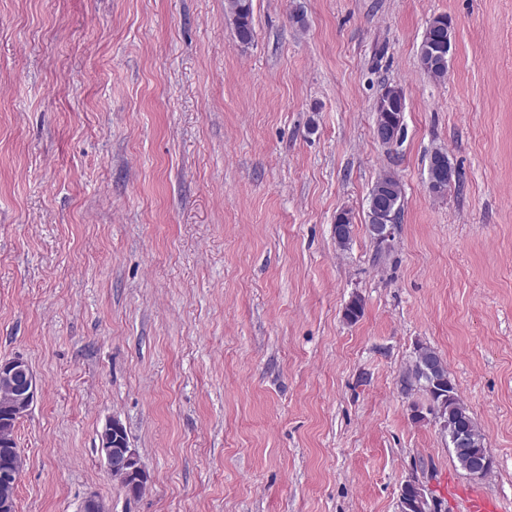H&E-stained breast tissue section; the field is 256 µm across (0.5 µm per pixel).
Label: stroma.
I'll return each instance as SVG.
<instances>
[{
  "mask_svg": "<svg viewBox=\"0 0 512 512\" xmlns=\"http://www.w3.org/2000/svg\"><path fill=\"white\" fill-rule=\"evenodd\" d=\"M224 4L0 0V358L37 379L16 512H397L412 475L444 512L475 486L512 506V0H253L246 45ZM438 15L442 82L419 64ZM385 172L404 201L380 252ZM419 341L485 435L483 480L412 417ZM114 417L136 499L96 452ZM448 17L438 15L434 17L427 26L420 50L421 67L429 77L436 81H444L448 75V52L442 56H433L422 51L423 43L427 41H445L448 44ZM405 108V95H403L402 100L398 97L390 96L385 87L376 101V125L393 122L399 124L401 127V118L403 112H405Z\"/></svg>",
  "mask_w": 512,
  "mask_h": 512,
  "instance_id": "stroma-1",
  "label": "stroma"
}]
</instances>
